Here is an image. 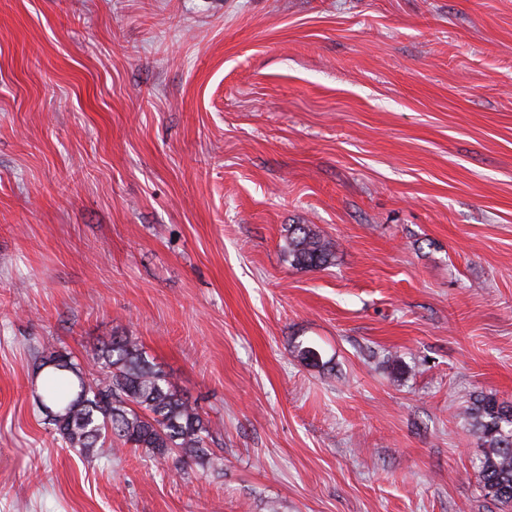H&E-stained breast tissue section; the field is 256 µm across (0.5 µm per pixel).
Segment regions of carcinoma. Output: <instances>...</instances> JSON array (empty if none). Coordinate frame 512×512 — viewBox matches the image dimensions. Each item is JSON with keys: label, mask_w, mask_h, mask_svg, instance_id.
<instances>
[{"label": "carcinoma", "mask_w": 512, "mask_h": 512, "mask_svg": "<svg viewBox=\"0 0 512 512\" xmlns=\"http://www.w3.org/2000/svg\"><path fill=\"white\" fill-rule=\"evenodd\" d=\"M284 253L293 266L317 268L332 262L333 244L309 224H290ZM93 368L84 370L69 353L39 352L45 370L40 400L45 420L62 443L85 459L109 457L120 442L155 457L175 455L182 472L194 466L217 471L211 452L218 431L197 403L178 390L147 356L138 338L125 333L94 347ZM465 418L485 448L475 465L485 494L512 503V402L484 395Z\"/></svg>", "instance_id": "1"}]
</instances>
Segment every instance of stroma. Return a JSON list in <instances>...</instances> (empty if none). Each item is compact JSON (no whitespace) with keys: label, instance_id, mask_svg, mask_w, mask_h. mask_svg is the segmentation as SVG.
Returning a JSON list of instances; mask_svg holds the SVG:
<instances>
[{"label":"stroma","instance_id":"35a3bbf8","mask_svg":"<svg viewBox=\"0 0 512 512\" xmlns=\"http://www.w3.org/2000/svg\"><path fill=\"white\" fill-rule=\"evenodd\" d=\"M292 224L331 265L288 263ZM116 331L220 472L44 423L35 349ZM483 395L512 401V0H0V512H512ZM465 418L485 448L475 465L485 494L512 503V402L480 396L465 411Z\"/></svg>","mask_w":512,"mask_h":512}]
</instances>
